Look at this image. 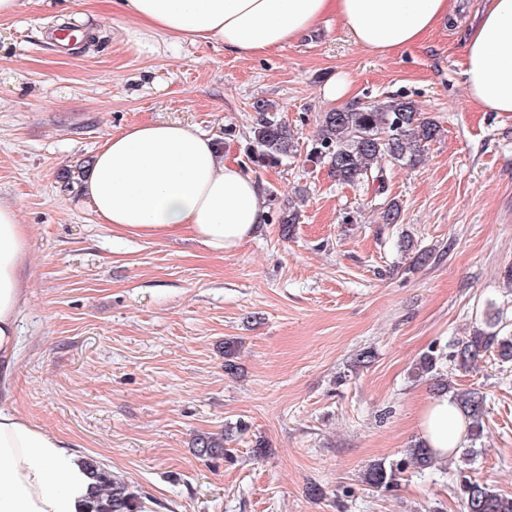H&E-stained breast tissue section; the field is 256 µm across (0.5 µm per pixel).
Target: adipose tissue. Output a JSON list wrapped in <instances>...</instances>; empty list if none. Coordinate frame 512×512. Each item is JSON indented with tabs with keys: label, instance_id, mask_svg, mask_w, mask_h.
<instances>
[{
	"label": "adipose tissue",
	"instance_id": "obj_1",
	"mask_svg": "<svg viewBox=\"0 0 512 512\" xmlns=\"http://www.w3.org/2000/svg\"><path fill=\"white\" fill-rule=\"evenodd\" d=\"M129 41L163 33L216 41L251 56L338 15L355 42L389 55L415 45L452 15L450 0H121ZM462 77L486 112L512 114V0H486L465 42ZM81 201L113 233L190 236L211 254L237 251L266 214L262 185L225 159L215 141L181 122L134 124L112 135L78 185ZM27 230L0 202V398L11 399L16 319L23 302ZM466 420L447 395L432 397L419 437L439 460L460 447ZM91 479L66 442L0 407V512H87Z\"/></svg>",
	"mask_w": 512,
	"mask_h": 512
}]
</instances>
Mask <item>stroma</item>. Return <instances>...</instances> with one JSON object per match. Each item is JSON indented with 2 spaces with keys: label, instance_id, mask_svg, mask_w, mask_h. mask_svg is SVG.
<instances>
[{
  "label": "stroma",
  "instance_id": "stroma-1",
  "mask_svg": "<svg viewBox=\"0 0 512 512\" xmlns=\"http://www.w3.org/2000/svg\"><path fill=\"white\" fill-rule=\"evenodd\" d=\"M475 3L390 56L331 15L243 57L163 35L134 46L116 0H20L0 18V202L28 232L13 409L121 476L144 512H461L464 477L512 495V363L490 350L462 373L448 359L485 299L512 334V115L480 110L463 83L457 27ZM335 77L347 91L329 102ZM397 96L441 127L420 164L345 185L307 161L323 113ZM259 99L298 138L279 167L249 159ZM167 120L261 178L266 221L235 253L113 235L61 180L113 132ZM392 200L401 214L387 224ZM288 207L299 222L286 235ZM432 350L454 387L486 396V430L470 465L423 471L408 450L432 394L415 368ZM226 431L227 456L194 452L195 434ZM376 461L400 464L393 487L363 482Z\"/></svg>",
  "mask_w": 512,
  "mask_h": 512
}]
</instances>
